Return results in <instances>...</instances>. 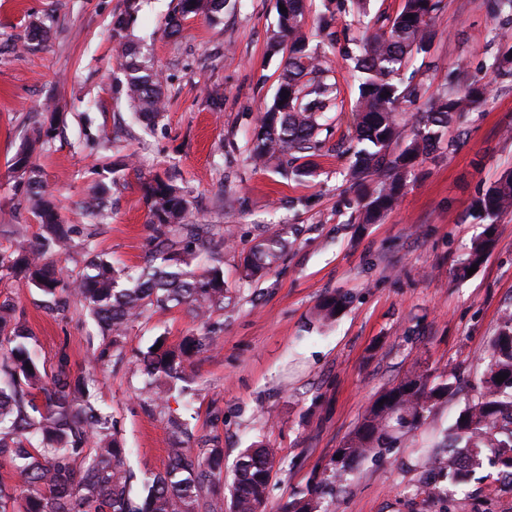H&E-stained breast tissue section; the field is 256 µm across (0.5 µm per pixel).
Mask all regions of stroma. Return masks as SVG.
<instances>
[{
  "mask_svg": "<svg viewBox=\"0 0 512 512\" xmlns=\"http://www.w3.org/2000/svg\"><path fill=\"white\" fill-rule=\"evenodd\" d=\"M135 3L131 39L142 42L165 92L163 115L139 122L123 95L121 49L110 33L114 15ZM178 0H0V244L9 227L35 218L14 191L11 160L55 112L50 143L32 163L58 201L63 223L94 231L97 252L116 269L135 274L151 252L143 185L172 175L190 202L196 224H232L222 246L229 303L219 320L217 347L194 357L190 396H173L168 410L185 418L207 447L224 451V482L239 452L260 441L283 461L269 481L266 512L305 492L385 389L420 370L438 377L456 368L462 389L396 448L361 463L336 498V512H512V487L491 478L453 495L421 490L424 460L480 389L489 344L512 311V212L494 224L477 218L478 193L512 168V79L496 80L488 100L443 130L445 144L419 164L397 206L377 223L354 222L355 196L343 173L354 147L358 82L348 56L369 17L390 19L402 0H371L369 17L328 12L309 0L305 30L319 45L316 22L329 14L337 35L327 56L339 89L338 112L320 134L313 176L294 178L255 168L249 158L259 113L271 102L279 56L270 54L276 29L274 0H238L217 17L188 18L180 33L165 21ZM44 39L24 49L33 19ZM484 0H442L437 35L410 64L433 99L456 69L478 74L498 51ZM457 141L448 151V141ZM127 159L104 217L83 208L106 179V159ZM287 226L290 245L266 275L244 279L241 262L255 242ZM494 245L467 278L455 267L484 230ZM345 297L335 321H316L326 295ZM12 299L38 340L40 359L53 367L67 353L73 371L92 373L93 399L110 413L115 432L139 474L163 471L168 461V410L146 406L138 351L158 337L169 345L200 333L183 306L147 312L132 322L124 362L89 364L102 343L80 301L59 315L46 313L26 281L0 280V300Z\"/></svg>",
  "mask_w": 512,
  "mask_h": 512,
  "instance_id": "1",
  "label": "stroma"
}]
</instances>
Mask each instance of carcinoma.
I'll return each mask as SVG.
<instances>
[{
    "label": "carcinoma",
    "instance_id": "1",
    "mask_svg": "<svg viewBox=\"0 0 512 512\" xmlns=\"http://www.w3.org/2000/svg\"><path fill=\"white\" fill-rule=\"evenodd\" d=\"M229 0H178L169 20L171 32L180 31L190 16L215 13ZM441 0H404L402 10L388 23L368 34L354 55L358 72L357 120L353 153L345 178L360 191L358 223L372 224L398 203L407 180L419 162L431 155L441 129L454 116L469 112L487 100L491 82L474 77L450 87L422 111L406 119L401 105L416 104L421 86L404 80V71L428 50L435 35ZM286 11L277 12L278 32L269 45L271 54L289 43L278 87L271 104L263 109L259 129L250 149L252 162L266 167L274 162L313 157L323 112L333 100V85L326 82L325 56L309 48L304 31L305 0H276ZM487 14L507 38L512 27V0H484ZM131 14L112 22L113 38L125 56L121 91L137 116L155 121L162 115V82L150 61L128 40ZM496 78L512 77V46L502 49L485 64ZM51 129L36 137L13 157L15 189L29 202L37 220L36 231L13 225V242L0 248V279H26L43 295L48 313L65 310L78 299L91 310L112 345L91 350V361L112 357L121 347L128 324L153 309L184 305L203 323V332L187 336L177 350L159 347L140 352L139 362L149 377L144 386L148 400L165 407L172 395L170 382L190 379V359L210 351L219 337L213 322L224 310L226 295L221 261L217 258L190 268L197 252L212 250L215 234L226 241L233 228L214 232L204 224H187L189 204L181 189L159 175L144 187L148 223L154 242L153 264L134 277L115 269L95 252L83 271L68 278L56 268L53 256L73 247V230L62 223L53 195L38 168L30 161L35 147L44 145ZM109 184L85 203L91 215L103 216ZM482 219L495 220L512 211V169L500 174L474 201ZM491 229L472 243L456 267L464 278L474 264H481L492 247ZM288 245V227L258 241L244 258V277L251 279L269 270ZM345 304L336 294L324 297L317 317L330 320ZM34 334L17 306L0 302V459H6L21 481L22 512H222L218 492L223 449L196 452L193 434L181 417H168L174 441L168 449L164 471L142 479L133 489L135 475L126 468L129 449L112 434L111 415L91 401L89 377L72 373L68 355L60 353L48 370L34 350ZM508 374L504 381L496 377ZM455 370L430 378L414 371L386 390L364 414L354 433L337 449L341 460L331 461L303 493L278 506V512H330L336 493L343 488L354 466L383 455L398 441L417 430L436 404L452 393ZM483 391L469 402L432 449L427 464L455 484L468 482L475 469L487 464L498 476L512 481V312L504 314L490 343L482 379ZM274 448L254 445L244 449L235 463L229 512H264L269 478L281 466Z\"/></svg>",
    "mask_w": 512,
    "mask_h": 512
}]
</instances>
